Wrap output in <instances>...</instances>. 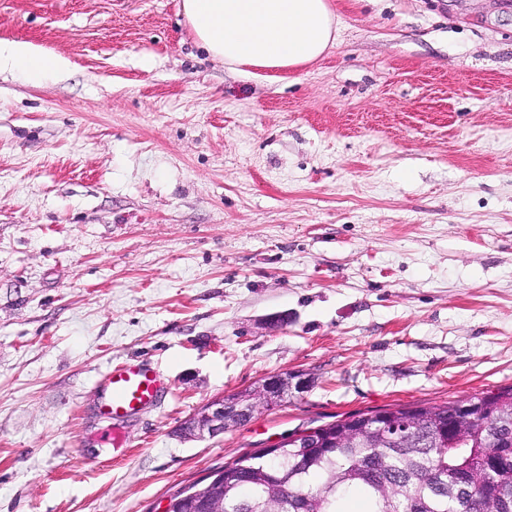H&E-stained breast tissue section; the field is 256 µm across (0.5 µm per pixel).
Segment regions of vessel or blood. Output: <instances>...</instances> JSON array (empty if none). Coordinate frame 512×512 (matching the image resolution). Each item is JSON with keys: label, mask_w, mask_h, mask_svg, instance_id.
<instances>
[{"label": "vessel or blood", "mask_w": 512, "mask_h": 512, "mask_svg": "<svg viewBox=\"0 0 512 512\" xmlns=\"http://www.w3.org/2000/svg\"><path fill=\"white\" fill-rule=\"evenodd\" d=\"M99 392V414L119 424L160 404L167 383L151 362L132 358L101 375Z\"/></svg>", "instance_id": "vessel-or-blood-1"}]
</instances>
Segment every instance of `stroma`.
<instances>
[{"label": "stroma", "instance_id": "1", "mask_svg": "<svg viewBox=\"0 0 512 512\" xmlns=\"http://www.w3.org/2000/svg\"><path fill=\"white\" fill-rule=\"evenodd\" d=\"M328 2L335 46L268 79L181 0H0V40L70 63L0 70V512H158L295 430L512 387V0ZM135 357L168 394L107 447ZM1 69H9L23 82L36 86L60 79L68 71L69 62L43 53L26 41L0 40ZM309 387V378L306 374L296 373H276L264 378L257 387L251 391L249 400L238 406L227 397L215 399L206 404L200 411L194 414L186 423L185 430L198 437H215L223 434L232 423L230 409L231 406L239 414L246 417H252L254 412L260 407H272L291 393L301 394Z\"/></svg>", "mask_w": 512, "mask_h": 512}]
</instances>
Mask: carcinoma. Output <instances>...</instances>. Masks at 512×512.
Returning a JSON list of instances; mask_svg holds the SVG:
<instances>
[{"mask_svg":"<svg viewBox=\"0 0 512 512\" xmlns=\"http://www.w3.org/2000/svg\"><path fill=\"white\" fill-rule=\"evenodd\" d=\"M455 435L459 401L386 409L412 425L381 442L363 414L331 423L340 448L257 449L224 472V512H512V388L476 397Z\"/></svg>","mask_w":512,"mask_h":512,"instance_id":"obj_1","label":"carcinoma"}]
</instances>
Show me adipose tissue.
<instances>
[{"label":"adipose tissue","mask_w":512,"mask_h":512,"mask_svg":"<svg viewBox=\"0 0 512 512\" xmlns=\"http://www.w3.org/2000/svg\"><path fill=\"white\" fill-rule=\"evenodd\" d=\"M197 44L231 66L293 71L319 59L336 41L327 0H181ZM41 85L60 79L67 59L26 41L0 40V70Z\"/></svg>","instance_id":"adipose-tissue-1"}]
</instances>
